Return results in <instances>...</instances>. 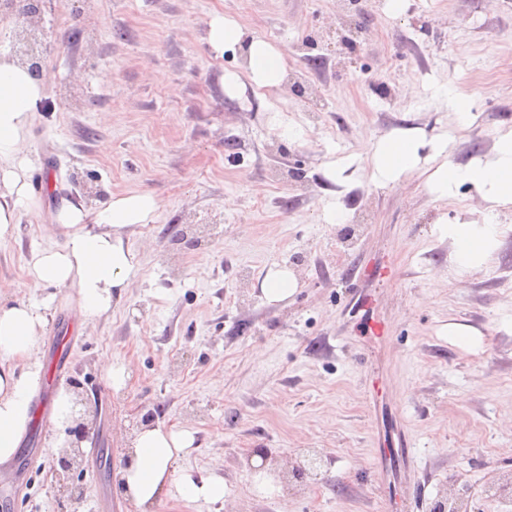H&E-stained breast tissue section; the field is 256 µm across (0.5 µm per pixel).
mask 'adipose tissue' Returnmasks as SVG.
Listing matches in <instances>:
<instances>
[{
  "instance_id": "obj_1",
  "label": "adipose tissue",
  "mask_w": 512,
  "mask_h": 512,
  "mask_svg": "<svg viewBox=\"0 0 512 512\" xmlns=\"http://www.w3.org/2000/svg\"><path fill=\"white\" fill-rule=\"evenodd\" d=\"M208 39L218 52L238 47L246 63L245 74H225V91L236 89L244 80L269 91L284 83L286 47L252 36L244 23L221 15L211 20ZM43 95V82L0 55V241L17 234L20 213H39L25 180L29 161L22 146ZM449 144L445 135L428 139L401 130L380 137L366 156L375 184L395 182L421 168L426 187L438 197H453L460 186L467 185L483 198L486 207L481 220L460 217L437 227L440 237L451 241L453 261L458 273L464 274L482 266L498 249L500 216L512 209V130L498 135L493 157L484 161H448ZM158 209L157 199L145 191L113 196L107 207L93 214L80 206L68 208L60 224L65 245L32 253L28 278L37 285L75 293L84 320L107 315L140 264L127 233L152 223ZM46 325V314L38 304L18 300L0 306V470L13 461L33 420L34 400L44 377L39 343ZM193 445L192 432L160 425L145 426L135 435L117 480L139 512H156L172 491L187 502L223 500V478L197 479L177 470V461Z\"/></svg>"
}]
</instances>
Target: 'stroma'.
Returning <instances> with one entry per match:
<instances>
[{
  "label": "stroma",
  "mask_w": 512,
  "mask_h": 512,
  "mask_svg": "<svg viewBox=\"0 0 512 512\" xmlns=\"http://www.w3.org/2000/svg\"><path fill=\"white\" fill-rule=\"evenodd\" d=\"M354 48L340 44L343 0H47L45 95L23 150L40 224L0 243L8 298H53L46 356L66 338L60 382L78 381L93 425L80 465L81 512H138L116 473L144 417L193 433L179 462L224 479L223 503L165 497L157 512H430L455 481L512 471V214L493 257L458 275L439 223L481 218L469 186L438 200L418 173L369 182L359 158L396 130L448 135L457 163L486 159L512 128V0H361ZM224 15L288 47L284 90L223 88L241 69L207 32ZM472 99L458 128L439 90ZM298 125L278 141L271 113ZM343 167L345 225L322 208ZM148 190L160 209L129 239L140 266L108 317L26 275L33 252L61 246L69 206L96 212L112 195ZM193 228L194 247L172 245ZM296 292L268 303L260 283L295 254ZM359 296L350 306L351 296ZM480 343L463 348L449 324ZM125 369L109 386L103 358ZM52 422L28 429L0 512H69L52 466ZM410 448L413 457L399 456ZM314 480L283 484L307 451Z\"/></svg>",
  "instance_id": "35a3bbf8"
}]
</instances>
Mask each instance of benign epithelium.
<instances>
[{
	"label": "benign epithelium",
	"instance_id": "obj_1",
	"mask_svg": "<svg viewBox=\"0 0 512 512\" xmlns=\"http://www.w3.org/2000/svg\"><path fill=\"white\" fill-rule=\"evenodd\" d=\"M44 0H22L18 5L10 2L0 7V20L8 21L11 29V58L19 64L31 68L34 75L43 74L41 55L47 49L46 33L40 24ZM90 427L83 421L77 422L71 429L74 440L70 448L57 460L56 473L67 474L80 465L83 457L82 442L88 436ZM320 456L310 457L307 463H297L291 470L296 479L318 476L317 463ZM489 497L499 502L512 501V473H506L484 483L480 491L465 486L461 492L451 494L443 491L434 502L432 509L435 512H470V502L475 497Z\"/></svg>",
	"mask_w": 512,
	"mask_h": 512
}]
</instances>
